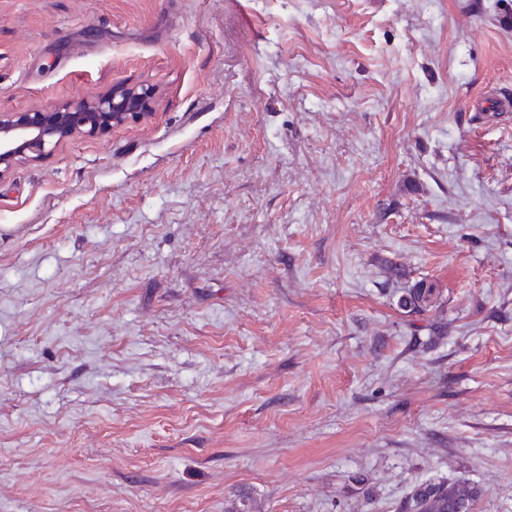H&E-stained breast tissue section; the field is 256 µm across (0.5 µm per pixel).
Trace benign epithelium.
Instances as JSON below:
<instances>
[{
	"label": "benign epithelium",
	"instance_id": "7a95c632",
	"mask_svg": "<svg viewBox=\"0 0 512 512\" xmlns=\"http://www.w3.org/2000/svg\"><path fill=\"white\" fill-rule=\"evenodd\" d=\"M152 96V89L132 86L47 110L1 112L0 177L22 158L49 154L74 136L104 132L141 114L149 108Z\"/></svg>",
	"mask_w": 512,
	"mask_h": 512
}]
</instances>
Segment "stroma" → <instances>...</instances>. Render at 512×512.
<instances>
[{
  "label": "stroma",
  "instance_id": "1",
  "mask_svg": "<svg viewBox=\"0 0 512 512\" xmlns=\"http://www.w3.org/2000/svg\"><path fill=\"white\" fill-rule=\"evenodd\" d=\"M127 84L0 177V512H512V0H0V113ZM433 290L424 284H417L408 288L405 296L402 298V305L415 312H420L430 305ZM477 494L478 489L466 483L422 484L412 491L401 512H466Z\"/></svg>",
  "mask_w": 512,
  "mask_h": 512
}]
</instances>
